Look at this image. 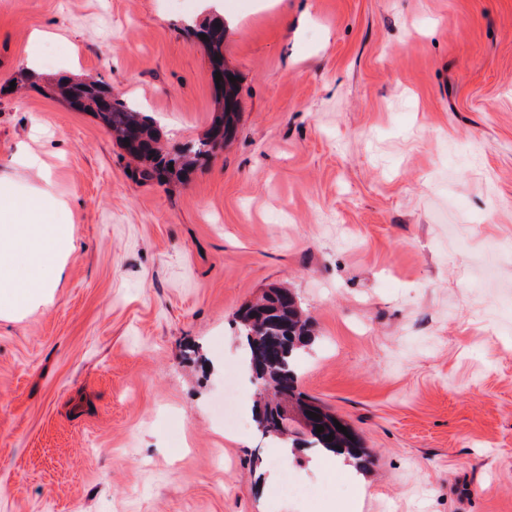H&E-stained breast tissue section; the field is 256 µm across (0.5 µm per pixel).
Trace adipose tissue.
Listing matches in <instances>:
<instances>
[{
    "label": "adipose tissue",
    "mask_w": 512,
    "mask_h": 512,
    "mask_svg": "<svg viewBox=\"0 0 512 512\" xmlns=\"http://www.w3.org/2000/svg\"><path fill=\"white\" fill-rule=\"evenodd\" d=\"M70 200L49 179L33 186L0 176V314H10L54 287L73 240L59 217Z\"/></svg>",
    "instance_id": "adipose-tissue-1"
}]
</instances>
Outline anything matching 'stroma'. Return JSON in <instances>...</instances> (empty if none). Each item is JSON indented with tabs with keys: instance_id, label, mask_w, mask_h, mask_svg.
<instances>
[{
	"instance_id": "obj_1",
	"label": "stroma",
	"mask_w": 512,
	"mask_h": 512,
	"mask_svg": "<svg viewBox=\"0 0 512 512\" xmlns=\"http://www.w3.org/2000/svg\"><path fill=\"white\" fill-rule=\"evenodd\" d=\"M239 120L141 179L92 114L12 88L28 57L148 112L176 149L217 107L201 0H0V174L72 198L48 297L0 318V512H512V0H221ZM46 37L32 41L33 30ZM295 293L299 389L357 431L349 474L286 467L240 374V313Z\"/></svg>"
}]
</instances>
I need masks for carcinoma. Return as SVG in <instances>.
<instances>
[{
  "instance_id": "obj_1",
  "label": "carcinoma",
  "mask_w": 512,
  "mask_h": 512,
  "mask_svg": "<svg viewBox=\"0 0 512 512\" xmlns=\"http://www.w3.org/2000/svg\"><path fill=\"white\" fill-rule=\"evenodd\" d=\"M224 18H212L193 26L191 33L208 54L210 73L221 74L216 93L220 99L209 129L203 138L187 142L174 152L160 145L154 119L146 112L112 95L99 80L89 78L79 82H56L49 93L60 97L72 108L93 113L112 134L119 147L139 164V175L145 180H161L172 173L189 170L195 162L210 152L224 147L235 131L238 115V82L228 75L224 66ZM206 38H201V35ZM241 335L245 339L244 360L251 372L250 380L260 384L257 404V424L263 436L283 438L288 435V406L296 401L299 414L307 416L311 408L319 414L321 433H312L307 444L321 453H339L344 449L355 458L366 455L355 430L345 421L348 434L334 425L336 415L314 400H305L297 392V370L301 353L310 345L308 319L297 297L286 288H272L249 305L240 317ZM333 440H326L327 436Z\"/></svg>"
}]
</instances>
